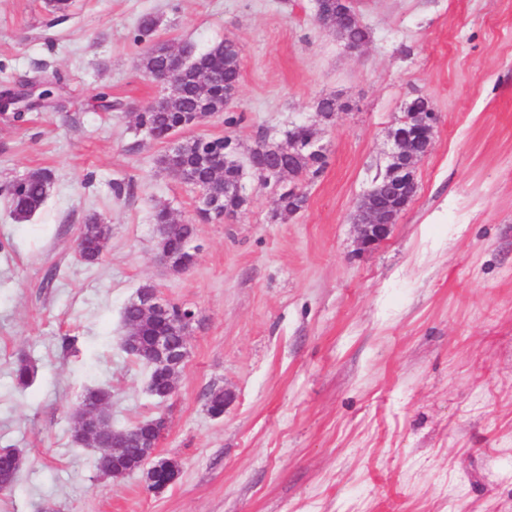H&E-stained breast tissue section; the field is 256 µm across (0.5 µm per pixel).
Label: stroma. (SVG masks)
I'll return each mask as SVG.
<instances>
[{"label": "stroma", "mask_w": 512, "mask_h": 512, "mask_svg": "<svg viewBox=\"0 0 512 512\" xmlns=\"http://www.w3.org/2000/svg\"><path fill=\"white\" fill-rule=\"evenodd\" d=\"M353 6L357 50L314 0H72L63 13L0 0V90L53 91L26 121L0 114V448L24 457L0 512H512V0ZM146 16L157 40L240 48L241 122L181 133L238 145L249 203L222 220L198 218L196 190L157 164L166 144L135 126L167 93L137 67ZM419 96L437 124L417 192L359 251L353 213ZM296 126L314 129L326 166L283 214L248 155ZM36 169L49 195L20 223L5 188ZM163 206L202 246L181 274L158 260ZM92 216L112 234L88 266L76 239ZM146 284L197 313L165 400L122 349L123 308ZM22 355L36 369L25 390ZM94 386L112 391L113 428L167 417L158 451L180 474L165 491L102 479L98 451L74 442ZM213 389L230 396L219 419Z\"/></svg>", "instance_id": "obj_1"}]
</instances>
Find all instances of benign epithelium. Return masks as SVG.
Segmentation results:
<instances>
[{
  "label": "benign epithelium",
  "instance_id": "benign-epithelium-1",
  "mask_svg": "<svg viewBox=\"0 0 512 512\" xmlns=\"http://www.w3.org/2000/svg\"><path fill=\"white\" fill-rule=\"evenodd\" d=\"M38 86L24 84L18 90L0 95V112L12 110H29L41 105L40 96L36 95ZM435 119L427 118L416 112L406 113L398 130L393 132V148L389 153L386 168V181L394 180L408 186L401 199V206H407L415 196L417 182L415 172L418 164L431 151L433 145ZM293 153L284 151L279 156L278 164L273 168L265 165L264 159L256 158L250 163L251 169L263 174L266 179L281 180L288 176L295 177L291 163ZM375 188L369 189L356 207L354 223L358 230V242L363 248H370L385 240L390 228L396 223L395 208L378 200ZM160 229L159 260L173 271L185 272L195 263L200 252L194 245L195 237L186 238L180 250L174 251L169 246L166 234L167 225H158ZM137 306L141 310L142 320L156 324L166 319L171 303L161 298L156 288L149 284L137 293ZM151 367L153 380L149 382L150 393L161 399L171 396L176 388V380L186 360L189 348V333L183 331L181 344L176 346L169 336L158 330L151 337ZM75 432L81 442L95 445L101 440H108V447L103 455L112 457V478L120 479L127 473L121 462L131 448L137 449L140 463L155 460V464L144 472V481L148 488L160 492L172 484L179 475V468L166 459L157 458L158 445L168 429V420L164 416L154 418L142 425L138 437L133 439L127 432L116 433L107 426V419L102 407L92 401L80 404L74 411Z\"/></svg>",
  "mask_w": 512,
  "mask_h": 512
}]
</instances>
